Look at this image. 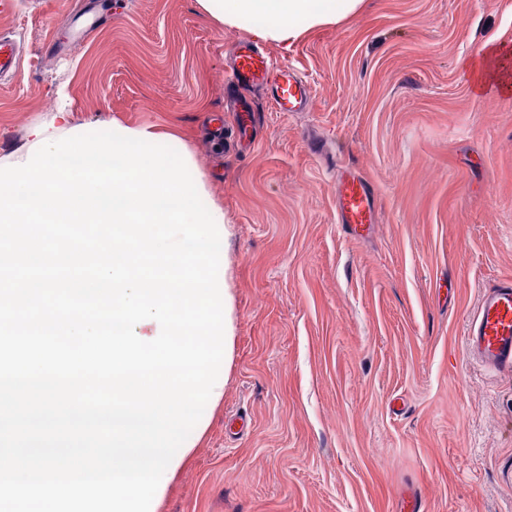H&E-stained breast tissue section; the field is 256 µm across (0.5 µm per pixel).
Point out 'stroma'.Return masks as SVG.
Returning <instances> with one entry per match:
<instances>
[{
	"label": "stroma",
	"instance_id": "stroma-1",
	"mask_svg": "<svg viewBox=\"0 0 512 512\" xmlns=\"http://www.w3.org/2000/svg\"><path fill=\"white\" fill-rule=\"evenodd\" d=\"M246 31L197 0H16L0 39V155L66 104L174 134L224 209L232 307L224 395L156 512H512V377L467 355L487 286L512 277V0H364L265 43L310 89L224 109ZM321 143L324 156L310 147ZM378 197L373 233L336 219L332 166Z\"/></svg>",
	"mask_w": 512,
	"mask_h": 512
}]
</instances>
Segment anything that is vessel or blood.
Segmentation results:
<instances>
[{"mask_svg": "<svg viewBox=\"0 0 512 512\" xmlns=\"http://www.w3.org/2000/svg\"><path fill=\"white\" fill-rule=\"evenodd\" d=\"M234 65L225 76L227 87L240 91L258 86L271 90L272 104L280 112H300L309 106L308 88L302 78L275 63L258 45L241 41L233 47ZM376 196L359 174L338 169L336 217L352 235L363 237L374 229ZM469 358L488 374L512 375V277L485 288L466 329Z\"/></svg>", "mask_w": 512, "mask_h": 512, "instance_id": "obj_1", "label": "vessel or blood"}]
</instances>
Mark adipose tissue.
<instances>
[{"instance_id":"1","label":"adipose tissue","mask_w":512,"mask_h":512,"mask_svg":"<svg viewBox=\"0 0 512 512\" xmlns=\"http://www.w3.org/2000/svg\"><path fill=\"white\" fill-rule=\"evenodd\" d=\"M215 21L255 37L289 44L306 30L357 15L362 0H197Z\"/></svg>"}]
</instances>
